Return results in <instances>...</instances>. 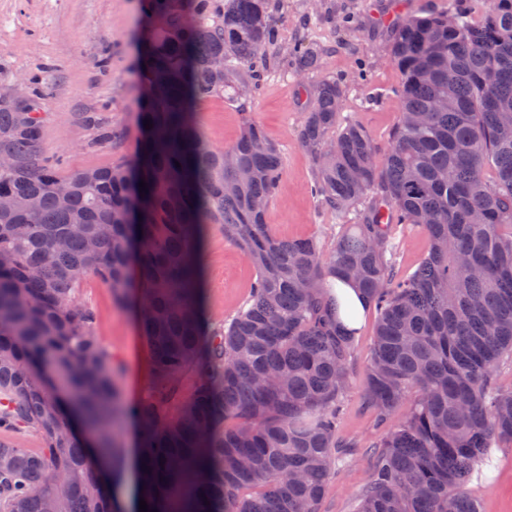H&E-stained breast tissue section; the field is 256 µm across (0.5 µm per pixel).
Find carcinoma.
<instances>
[{
  "instance_id": "1",
  "label": "carcinoma",
  "mask_w": 512,
  "mask_h": 512,
  "mask_svg": "<svg viewBox=\"0 0 512 512\" xmlns=\"http://www.w3.org/2000/svg\"><path fill=\"white\" fill-rule=\"evenodd\" d=\"M477 3L393 25L402 81L385 152L340 116L341 82L313 87L295 139L314 166L310 192L342 218L329 248L270 233L284 160L260 125L218 148L194 122L199 102L258 89L277 44L269 0H194L191 20L175 0H148L168 22L142 56L140 123L153 127L133 163L58 174L39 103L0 92V196L15 201L0 210V512H114V476L93 459L121 464L129 420L148 512H320L350 447L337 425L355 352L327 278L378 313L363 405L384 430L357 512H479L467 482L512 445V387L497 382L512 358V0ZM407 228L429 240L409 275L396 262ZM214 231L256 269L218 326L197 288ZM87 274L120 304L143 299L156 383L136 401L75 302ZM27 431L43 447H20Z\"/></svg>"
}]
</instances>
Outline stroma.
I'll use <instances>...</instances> for the list:
<instances>
[{
    "label": "stroma",
    "mask_w": 512,
    "mask_h": 512,
    "mask_svg": "<svg viewBox=\"0 0 512 512\" xmlns=\"http://www.w3.org/2000/svg\"><path fill=\"white\" fill-rule=\"evenodd\" d=\"M425 1L443 5V0H271L281 51L267 60L258 90L239 105L222 97L198 105L196 122L211 144H232L249 118L279 146L285 173L267 213L277 238H315L328 246L341 229L338 217L311 194L314 167L294 137L313 104L306 87L325 76L344 80V112L356 113L379 149H386L399 116L394 90L401 81L390 59L388 25ZM159 29L144 0H0V76L22 77L27 93L44 94L42 146L58 158L60 174L134 159L141 138L138 68ZM300 46L316 50L320 60L317 70L301 78L294 56ZM87 112L96 113L98 126L84 122ZM204 263L206 313L219 325L247 300L255 270L218 233L207 244ZM77 299L92 311L95 332L120 367L124 398L147 394L155 374L135 308L117 304L92 275L82 279ZM375 323V311L367 310L338 422L339 437L352 447L327 485L321 512H356L372 469L371 444L378 431L362 407V393ZM467 489L480 512H512V447L495 449L492 465L473 475Z\"/></svg>",
    "instance_id": "stroma-1"
}]
</instances>
